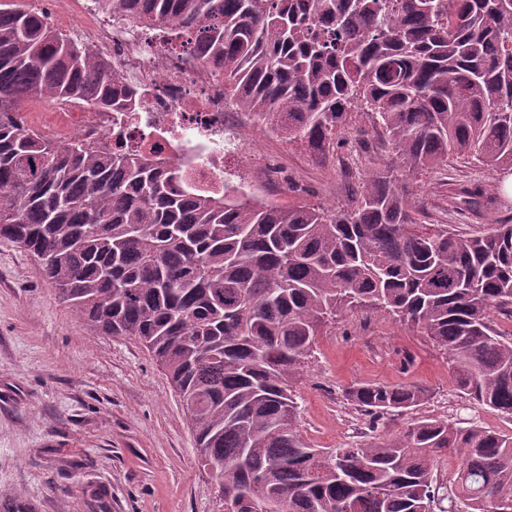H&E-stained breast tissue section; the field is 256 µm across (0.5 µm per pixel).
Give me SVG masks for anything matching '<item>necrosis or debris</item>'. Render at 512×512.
Segmentation results:
<instances>
[{
    "label": "necrosis or debris",
    "mask_w": 512,
    "mask_h": 512,
    "mask_svg": "<svg viewBox=\"0 0 512 512\" xmlns=\"http://www.w3.org/2000/svg\"><path fill=\"white\" fill-rule=\"evenodd\" d=\"M63 9H56V2ZM51 25L79 35L112 61L125 88L137 99L134 112H64L52 125H37L34 113L25 127L62 145L93 139L109 147L159 144L178 159L188 177L208 191L224 187V87L210 66L163 44L137 38L130 21L100 12L95 0H41Z\"/></svg>",
    "instance_id": "obj_1"
}]
</instances>
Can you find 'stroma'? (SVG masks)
I'll return each mask as SVG.
<instances>
[{
  "mask_svg": "<svg viewBox=\"0 0 512 512\" xmlns=\"http://www.w3.org/2000/svg\"><path fill=\"white\" fill-rule=\"evenodd\" d=\"M328 162L305 144L254 123L224 165L253 198L282 207L341 205L395 155L370 115L354 113ZM505 170L461 160L407 173L418 218L468 233L512 220ZM478 184L495 206L453 207L449 184ZM416 384L421 405L371 426L345 397L359 383ZM299 428L319 448L383 439L424 416L512 432L497 411L461 397L453 369L419 330L385 313L354 310L323 327L294 387ZM22 494L37 512H224L200 467L178 395L133 340L92 336L45 283L27 253L0 240V498Z\"/></svg>",
  "mask_w": 512,
  "mask_h": 512,
  "instance_id": "35a3bbf8",
  "label": "stroma"
}]
</instances>
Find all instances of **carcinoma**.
<instances>
[{
	"label": "carcinoma",
	"instance_id": "obj_1",
	"mask_svg": "<svg viewBox=\"0 0 512 512\" xmlns=\"http://www.w3.org/2000/svg\"><path fill=\"white\" fill-rule=\"evenodd\" d=\"M104 0L112 15L212 66L256 125L327 156L352 114L376 115L411 172L449 156L512 169V0ZM133 111L112 64L38 12L0 7V238L39 264L92 334L129 338L165 372L238 512H503L512 433L424 417L403 434L317 448L294 381L321 328L384 312L448 354L457 391L512 421V224L418 222L390 170L343 206L283 208L205 191L156 147L61 146L22 104ZM465 205L480 186L451 189ZM414 384L346 393L376 423ZM0 512H35L26 498Z\"/></svg>",
	"mask_w": 512,
	"mask_h": 512
}]
</instances>
